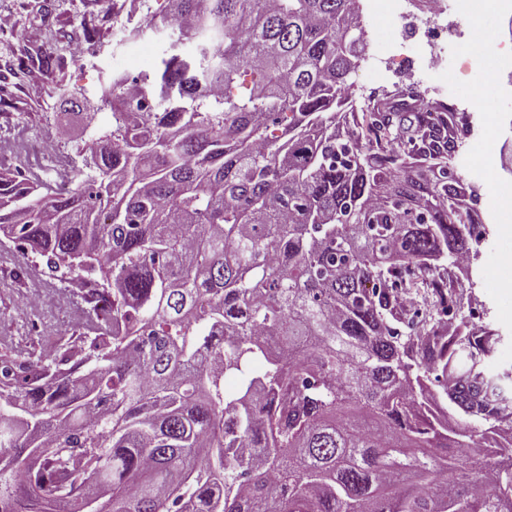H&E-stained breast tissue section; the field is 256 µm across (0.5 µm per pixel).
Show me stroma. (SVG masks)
<instances>
[{
	"label": "stroma",
	"instance_id": "35a3bbf8",
	"mask_svg": "<svg viewBox=\"0 0 512 512\" xmlns=\"http://www.w3.org/2000/svg\"><path fill=\"white\" fill-rule=\"evenodd\" d=\"M167 0H0V15L11 23L0 30V86L7 94L0 99V149H12L19 140L37 143L46 137L64 143L70 156L85 150L95 129L112 124V108L102 94L113 74L124 72L128 60L148 71L162 55V41L151 53L137 54L131 42L122 40L126 22L139 21L146 11L162 12ZM365 32L364 59L350 73L352 100H360L372 82L366 65L369 58L386 52L401 34L399 18L373 22L361 18ZM465 38L483 44L473 69L458 67L446 59L447 78L440 88L421 85L427 98L444 95L474 102L472 127L454 153L450 167L455 176L472 188L469 205L476 223L488 231L473 268H461V310L467 318L481 316L500 336V342L485 364L490 373H512V65L497 61L498 46L512 47V15L489 4L480 15L458 25ZM50 57V67L40 65ZM39 95H32L31 86ZM87 112L90 125L65 120L64 112ZM32 292L29 280L16 265L0 263V337H13L21 348L40 355L47 348L36 328L39 319L74 312L62 302L55 309L34 313L27 304Z\"/></svg>",
	"mask_w": 512,
	"mask_h": 512
}]
</instances>
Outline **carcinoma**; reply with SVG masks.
Returning <instances> with one entry per match:
<instances>
[{
  "label": "carcinoma",
  "mask_w": 512,
  "mask_h": 512,
  "mask_svg": "<svg viewBox=\"0 0 512 512\" xmlns=\"http://www.w3.org/2000/svg\"><path fill=\"white\" fill-rule=\"evenodd\" d=\"M169 2L71 188L0 172V245L88 304L54 356L0 354V512H512L499 336L434 315L484 236L448 118L405 150L411 107L350 102L357 0Z\"/></svg>",
  "instance_id": "carcinoma-1"
}]
</instances>
